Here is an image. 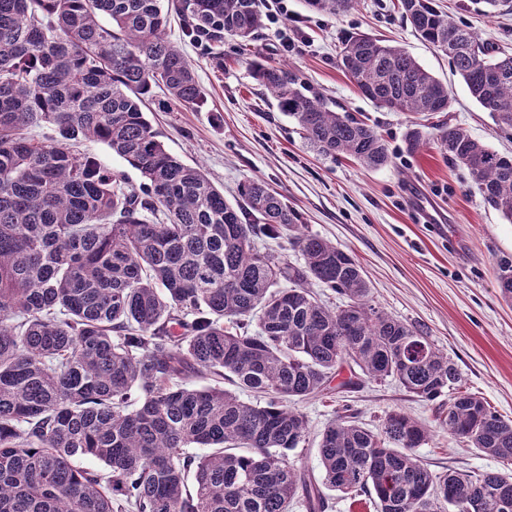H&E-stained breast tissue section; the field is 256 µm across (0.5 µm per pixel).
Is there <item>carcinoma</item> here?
I'll return each instance as SVG.
<instances>
[{
	"label": "carcinoma",
	"instance_id": "1",
	"mask_svg": "<svg viewBox=\"0 0 512 512\" xmlns=\"http://www.w3.org/2000/svg\"><path fill=\"white\" fill-rule=\"evenodd\" d=\"M357 2L304 0L335 16ZM397 8L512 131V54L434 0ZM173 14L219 71L224 41H252L264 26L260 0H0V512H291L299 500L326 512L327 489L369 493L378 512H512V471L433 473L416 453L432 431L399 410L375 430L336 412L316 448L319 477L289 461L309 433L296 404L345 368L339 389L391 378L424 401L448 396L438 412L448 438L509 466L512 420L460 390L458 365L376 306L356 258L308 232L265 180L244 181L233 204L165 149L143 111L152 88L176 105L204 101L167 38ZM336 63L390 111L451 106L452 90L399 45L353 33ZM248 66L308 149L364 169L389 163L383 136L331 109L297 71L262 57ZM430 141L512 223V155L460 127L407 129L408 151ZM84 142L106 144L141 184L104 169ZM260 237L286 239L304 265L257 251ZM495 274L511 302L512 261ZM310 280L347 303H323ZM192 445L208 452H184ZM78 456L107 470L80 469Z\"/></svg>",
	"mask_w": 512,
	"mask_h": 512
}]
</instances>
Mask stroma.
Segmentation results:
<instances>
[{"mask_svg": "<svg viewBox=\"0 0 512 512\" xmlns=\"http://www.w3.org/2000/svg\"><path fill=\"white\" fill-rule=\"evenodd\" d=\"M397 0H359L342 16L315 13L286 0L288 14L265 23L248 45L224 44V68L183 37L178 19L170 39L191 59L205 98L199 107L162 108L153 90L146 116L165 149L200 167L235 201L242 182L259 177L284 195L310 232L350 251L361 264L377 306L420 325L459 366L463 385L492 410L512 419V304L504 302L494 263L512 259V223L485 205L467 171L435 145L408 152L405 115L362 96L336 64L340 40L366 32L403 46L454 92L450 111L435 121L465 128L499 153L512 155V131L498 129L471 97L441 51L421 40L396 8ZM479 38L512 51V12L486 15L473 0H435ZM261 55L299 70L312 92L339 112L364 120L386 139L391 161L367 170L347 158L310 151L275 100L252 79L247 62ZM366 427L398 409L436 430L437 403L424 402L397 381H364L354 389L301 402L309 424L305 447L290 451L297 465L317 469L319 434L342 407ZM435 473L495 471L499 462L437 434L418 448Z\"/></svg>", "mask_w": 512, "mask_h": 512, "instance_id": "35a3bbf8", "label": "stroma"}]
</instances>
